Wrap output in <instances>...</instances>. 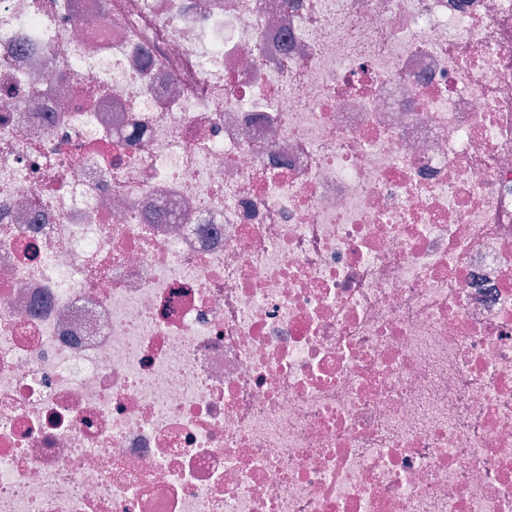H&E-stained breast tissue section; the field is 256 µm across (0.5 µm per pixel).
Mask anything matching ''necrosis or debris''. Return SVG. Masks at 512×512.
<instances>
[{
	"instance_id": "obj_1",
	"label": "necrosis or debris",
	"mask_w": 512,
	"mask_h": 512,
	"mask_svg": "<svg viewBox=\"0 0 512 512\" xmlns=\"http://www.w3.org/2000/svg\"><path fill=\"white\" fill-rule=\"evenodd\" d=\"M0 512H512V0H0Z\"/></svg>"
}]
</instances>
